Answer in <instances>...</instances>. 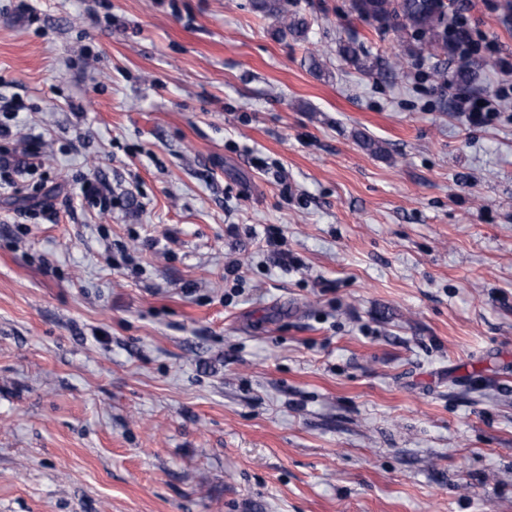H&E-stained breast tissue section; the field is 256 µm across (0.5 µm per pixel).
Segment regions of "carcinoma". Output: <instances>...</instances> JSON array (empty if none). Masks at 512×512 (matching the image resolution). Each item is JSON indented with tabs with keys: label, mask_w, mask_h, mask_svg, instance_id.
I'll use <instances>...</instances> for the list:
<instances>
[{
	"label": "carcinoma",
	"mask_w": 512,
	"mask_h": 512,
	"mask_svg": "<svg viewBox=\"0 0 512 512\" xmlns=\"http://www.w3.org/2000/svg\"><path fill=\"white\" fill-rule=\"evenodd\" d=\"M291 5L290 0H256L254 3L257 11L277 20L280 37L304 39L308 22L299 12L290 9ZM351 9L399 38L411 35L413 43L407 47L410 54L425 49L448 51V6L442 0H351ZM435 76L444 83L463 87L472 85L476 79V74L467 69H460L451 76L447 70L440 69Z\"/></svg>",
	"instance_id": "carcinoma-1"
}]
</instances>
